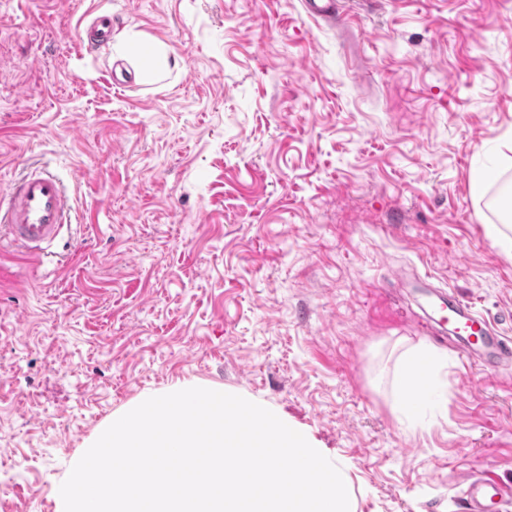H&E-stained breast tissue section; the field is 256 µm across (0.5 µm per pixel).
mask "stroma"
Here are the masks:
<instances>
[{"mask_svg":"<svg viewBox=\"0 0 512 512\" xmlns=\"http://www.w3.org/2000/svg\"><path fill=\"white\" fill-rule=\"evenodd\" d=\"M113 40L86 52L95 15ZM162 45L168 66L136 44ZM512 0H0V184L45 165L61 265L0 249V512H56L113 413L188 387L258 403L353 512L512 486V371L440 336L413 273L512 339ZM486 191L470 192L474 174ZM436 350L416 415L408 352ZM302 4L307 14L322 20L335 18L342 9L340 0H303Z\"/></svg>","mask_w":512,"mask_h":512,"instance_id":"1","label":"stroma"}]
</instances>
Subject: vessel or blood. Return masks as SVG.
I'll return each instance as SVG.
<instances>
[{
	"mask_svg": "<svg viewBox=\"0 0 512 512\" xmlns=\"http://www.w3.org/2000/svg\"><path fill=\"white\" fill-rule=\"evenodd\" d=\"M307 14L322 20L335 18L340 0H302ZM88 48L105 45L112 35V17L96 16L85 30ZM71 206L62 180L51 173L33 170L0 187V236L26 248L40 259L58 239L70 217ZM425 295L441 326L451 327L461 356L485 370L512 369V340L477 314L471 305L452 292L426 290ZM458 484L468 512H489L512 499V488L499 483L493 470L464 474Z\"/></svg>",
	"mask_w": 512,
	"mask_h": 512,
	"instance_id": "vessel-or-blood-1",
	"label": "vessel or blood"
}]
</instances>
